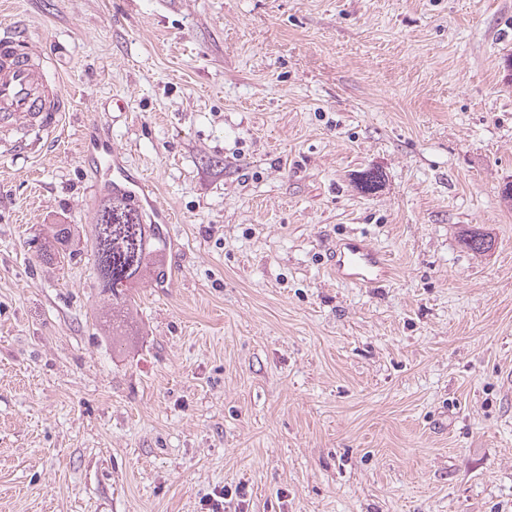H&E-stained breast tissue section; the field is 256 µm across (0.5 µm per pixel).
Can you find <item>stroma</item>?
<instances>
[{
	"label": "stroma",
	"instance_id": "stroma-1",
	"mask_svg": "<svg viewBox=\"0 0 512 512\" xmlns=\"http://www.w3.org/2000/svg\"><path fill=\"white\" fill-rule=\"evenodd\" d=\"M14 27L77 99L0 145V512H512V0H0ZM108 147L166 241L120 345ZM351 237L382 287L337 278ZM71 236L70 225L54 224L50 233L44 238V243L40 249V258L46 264L54 263L62 257L64 258V247H68ZM61 250V251H60ZM336 275L364 288H377L391 277L389 258L365 241L344 239L336 243Z\"/></svg>",
	"mask_w": 512,
	"mask_h": 512
}]
</instances>
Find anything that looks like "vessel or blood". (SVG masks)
I'll return each mask as SVG.
<instances>
[{"label":"vessel or blood","mask_w":512,"mask_h":512,"mask_svg":"<svg viewBox=\"0 0 512 512\" xmlns=\"http://www.w3.org/2000/svg\"><path fill=\"white\" fill-rule=\"evenodd\" d=\"M71 99L61 86L47 84L38 46L24 45L21 32L0 33V138L22 127L59 128ZM97 171L101 184L140 200L139 182L111 159L99 160ZM335 254L337 276L360 287H379L393 273L389 258L363 241L342 240Z\"/></svg>","instance_id":"b4317fda"}]
</instances>
